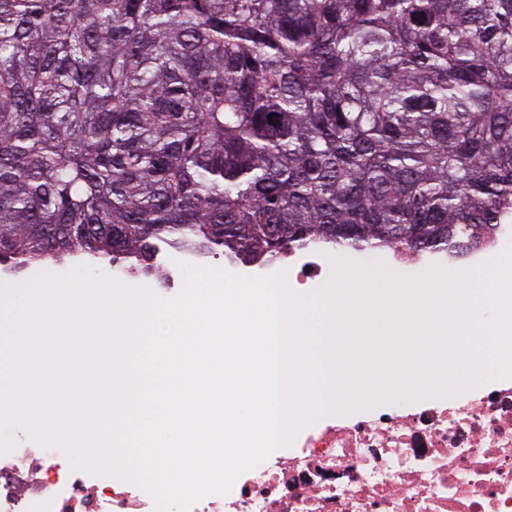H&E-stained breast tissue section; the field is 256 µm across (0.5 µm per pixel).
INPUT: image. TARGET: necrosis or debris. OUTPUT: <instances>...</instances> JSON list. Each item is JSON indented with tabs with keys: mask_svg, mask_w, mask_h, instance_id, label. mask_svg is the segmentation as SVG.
<instances>
[{
	"mask_svg": "<svg viewBox=\"0 0 512 512\" xmlns=\"http://www.w3.org/2000/svg\"><path fill=\"white\" fill-rule=\"evenodd\" d=\"M343 254L327 244L288 253L294 287H314ZM204 257L160 244L161 287ZM491 372L487 363L472 368L479 391L457 385L442 404L324 423L301 454L263 462L236 492L191 512H512V381H492ZM33 470L46 474L44 489L18 498L13 478ZM83 485L80 470L53 451L0 453V512H135L132 485H112L94 501L83 499Z\"/></svg>",
	"mask_w": 512,
	"mask_h": 512,
	"instance_id": "4bbe7bcc",
	"label": "necrosis or debris"
}]
</instances>
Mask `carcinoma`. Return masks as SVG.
<instances>
[{
  "mask_svg": "<svg viewBox=\"0 0 512 512\" xmlns=\"http://www.w3.org/2000/svg\"><path fill=\"white\" fill-rule=\"evenodd\" d=\"M503 224L512 0H0V262Z\"/></svg>",
  "mask_w": 512,
  "mask_h": 512,
  "instance_id": "obj_1",
  "label": "carcinoma"
}]
</instances>
